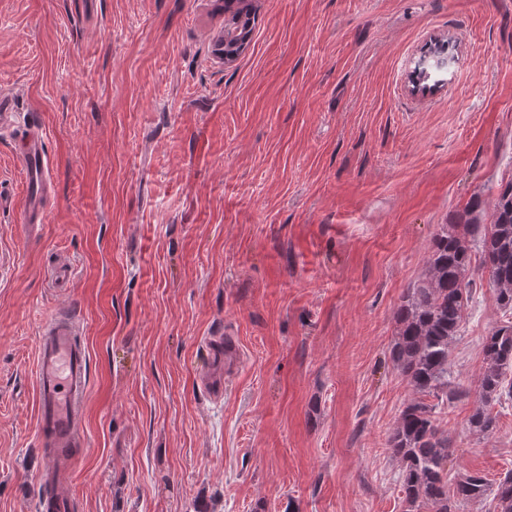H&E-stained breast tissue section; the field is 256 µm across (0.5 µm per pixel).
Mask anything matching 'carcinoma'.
<instances>
[{
    "instance_id": "cac0c4a2",
    "label": "carcinoma",
    "mask_w": 512,
    "mask_h": 512,
    "mask_svg": "<svg viewBox=\"0 0 512 512\" xmlns=\"http://www.w3.org/2000/svg\"><path fill=\"white\" fill-rule=\"evenodd\" d=\"M493 220L480 225L467 206L456 223L443 228L433 240L425 278L408 289L397 311V339L392 361L413 389L432 395L440 404L462 396L454 385L450 347L464 320L473 280L472 247L478 244L488 283L500 308L512 311V181L500 186L491 201ZM486 367L479 378V406L468 420L469 428L492 435L498 428L492 406L512 398V324L491 330L481 342ZM436 406L416 399L401 411L388 447L401 462L406 512H458L459 504L493 494L497 512H512V470L493 484L479 472L456 481L448 493V437L435 424Z\"/></svg>"
}]
</instances>
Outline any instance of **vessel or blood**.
<instances>
[{
    "mask_svg": "<svg viewBox=\"0 0 512 512\" xmlns=\"http://www.w3.org/2000/svg\"><path fill=\"white\" fill-rule=\"evenodd\" d=\"M45 139V130L36 123L19 133L23 174L19 221L28 227L48 219L51 181ZM80 329L81 321L72 306L52 311L38 327L33 365L41 484L37 512L77 509L75 500L64 492L63 484L74 449L87 445L82 421L90 383L89 352L79 338ZM201 344L205 368L199 384L217 401L224 396V353L228 349L223 330L213 331Z\"/></svg>",
    "mask_w": 512,
    "mask_h": 512,
    "instance_id": "vessel-or-blood-1",
    "label": "vessel or blood"
}]
</instances>
